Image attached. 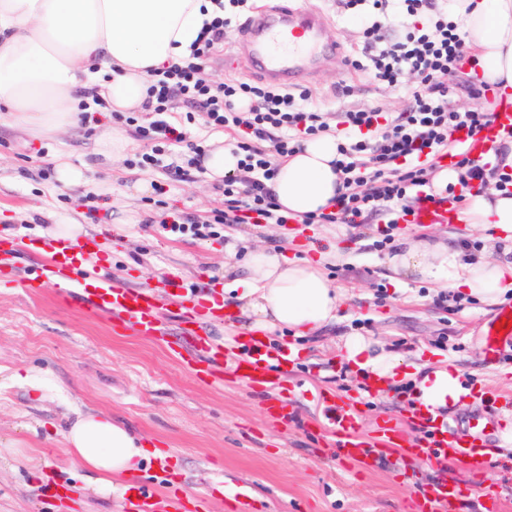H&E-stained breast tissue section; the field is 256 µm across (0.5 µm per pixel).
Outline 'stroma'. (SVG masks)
<instances>
[{
  "label": "stroma",
  "instance_id": "35a3bbf8",
  "mask_svg": "<svg viewBox=\"0 0 512 512\" xmlns=\"http://www.w3.org/2000/svg\"><path fill=\"white\" fill-rule=\"evenodd\" d=\"M310 2L331 20L327 42L343 43L359 55V20L338 0ZM413 83L405 77L393 90L369 69L343 70L329 57L313 68L303 88L310 106L332 125L352 106L403 111ZM343 85L350 86V95L340 93ZM149 119L140 112L130 123L96 111L40 143L1 123L0 238L44 244L52 242L59 224H81L98 244L95 273L158 294L175 277L195 296L219 298L234 296L250 252L261 246L290 259H322L327 278L343 294V307L336 321L316 333L269 334V351L290 348L296 359L288 375L260 394L240 383L213 386L196 378L174 351L189 345V337L121 332L109 316L83 317L56 289L20 288L19 280L37 270L35 254H21L17 277L0 278V512H124L121 492L86 489L65 446L75 411L90 409L129 424L162 449L163 457L143 461L140 477L196 494L199 512H233L231 496L238 492L247 494L250 512H412L415 490L438 481V472L404 471L391 456L363 469L313 435L324 391L355 402L365 431L391 417L401 420L406 438L419 435L403 420L413 395H399L393 386L385 394H369L367 379L348 370L343 341L352 334L404 354L409 365L459 370L470 395L444 409V416L462 425L482 413L498 423L487 472L455 473L471 490L459 512H484L481 491L490 484L502 499V512H512V343L502 345L493 361L483 350V331L497 307L470 295L441 307L434 302L437 286L393 281L386 251L372 247L383 228L378 217L356 230L343 224H227L205 240L164 231L179 216L205 219L221 207L223 196L207 169L188 167V176L174 177L175 166H188L184 143L169 146L153 166H135L151 147L140 132ZM106 125L125 128L134 139L125 156L108 161L95 155L94 140ZM59 155L87 165V184L67 187L58 181ZM143 180L151 192L133 193ZM450 232L460 245L475 241L485 255L499 254L489 231L456 224L402 223L395 236L424 240ZM267 397L287 399L293 411L288 425L272 423L263 403Z\"/></svg>",
  "mask_w": 512,
  "mask_h": 512
}]
</instances>
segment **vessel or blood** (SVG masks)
I'll list each match as a JSON object with an SVG mask.
<instances>
[{"label":"vessel or blood","mask_w":512,"mask_h":512,"mask_svg":"<svg viewBox=\"0 0 512 512\" xmlns=\"http://www.w3.org/2000/svg\"><path fill=\"white\" fill-rule=\"evenodd\" d=\"M329 20L321 11L280 0L279 4L261 9L251 20L236 45L253 74L262 81L281 87L301 85L305 79L306 60L316 58L321 47L341 65H349L350 55L343 44H326L324 33ZM512 133V98H502L497 118L475 135L461 134L460 140L470 156L486 161L491 148ZM457 205L447 200L438 205H421L409 217L413 224H439L452 221ZM83 249L66 239L57 240L41 256L38 278L42 285L65 289L69 299L90 316L100 314L112 318L114 326L146 337L165 336L160 298L157 294L128 287L118 280L83 272ZM167 294L178 301L177 330L194 338L190 348L180 349L178 356L209 382L223 383L232 379L255 390L273 384L274 373H287L293 362L291 353L272 356L260 347H249L233 362H225L222 348L207 343L206 329L195 317L196 304L179 282L169 281ZM487 354H495L501 343L512 342V305L500 309L485 332ZM326 420L318 434L327 447L342 459L363 468L374 466L387 455L400 462L420 463L430 468L456 466L473 473L485 472L490 464L486 432L490 419L476 415L465 426L452 422H435L428 413L414 407L410 417L425 434L418 440L406 441L395 419H382L372 436H364L359 412L353 402L336 395H325ZM126 512H173L180 499L166 495L141 480L127 483ZM418 512H458L455 483L442 480L422 488L417 496Z\"/></svg>","instance_id":"obj_1"}]
</instances>
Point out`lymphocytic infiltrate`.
I'll return each mask as SVG.
<instances>
[{
    "mask_svg": "<svg viewBox=\"0 0 512 512\" xmlns=\"http://www.w3.org/2000/svg\"><path fill=\"white\" fill-rule=\"evenodd\" d=\"M344 0L349 10L370 5L372 19L364 20L363 52L376 81L398 86L403 75L415 85L410 104L401 112L377 108L340 112L335 124L308 103L307 93L291 92L261 82L224 81L211 77L206 67L224 42L226 17H215L201 33L188 60L153 70L149 76L148 102L153 119L143 128L153 141L152 152L142 154L139 166L151 165L156 152L182 141L167 119L175 99L200 112L206 123L234 132L237 172L225 177L223 208L211 219L187 218L170 224L171 232L191 233L204 240L216 224H285L279 213L272 183L281 162L302 150L315 136L335 132V161L341 191L331 210L305 215L307 224H346L360 228L369 215L387 217L391 227L412 212L414 204L437 202L430 179L440 159L455 153L458 185L448 195L463 201L474 186L494 184L512 195V170L502 162H483L467 152H453L456 136L480 132L495 120L480 108L459 109L450 100L449 79L464 77L465 89L484 98L495 87L470 71L465 35L448 18V0ZM402 27L405 34L388 41L387 29Z\"/></svg>",
    "mask_w": 512,
    "mask_h": 512,
    "instance_id": "1",
    "label": "lymphocytic infiltrate"
}]
</instances>
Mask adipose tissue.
<instances>
[{"label":"adipose tissue","mask_w":512,"mask_h":512,"mask_svg":"<svg viewBox=\"0 0 512 512\" xmlns=\"http://www.w3.org/2000/svg\"><path fill=\"white\" fill-rule=\"evenodd\" d=\"M217 6L214 0H0V114L37 141L54 139L80 119L83 105L105 102L115 112L144 111L150 69L188 58L191 44ZM461 18L466 46L484 81L512 87V0H448ZM337 139L308 141L284 162L273 183L282 213H318L336 195ZM459 223L495 229L503 257L466 253L444 239L400 240L391 269L495 305L512 292V195L468 194ZM240 311L249 332L277 328L296 335L336 319L343 302L319 263L255 248L241 282ZM349 368L386 388L406 379L423 409L466 401L458 370L405 367L403 355L359 335L344 340ZM70 454L93 471L87 486L112 493L115 477L137 473L152 455L148 441L103 414L81 413L64 434Z\"/></svg>","instance_id":"1"}]
</instances>
